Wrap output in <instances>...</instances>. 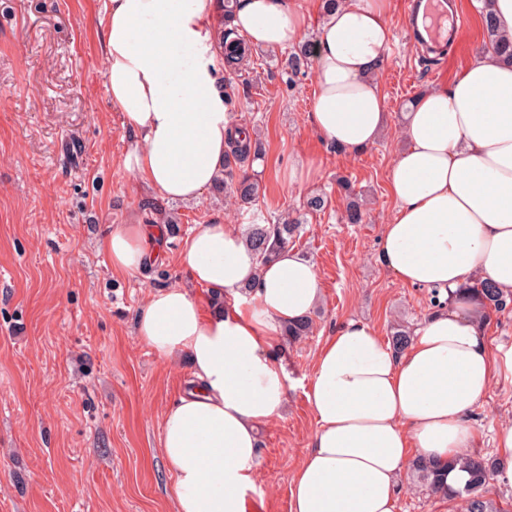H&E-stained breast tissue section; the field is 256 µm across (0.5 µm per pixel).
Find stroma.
<instances>
[{
  "mask_svg": "<svg viewBox=\"0 0 512 512\" xmlns=\"http://www.w3.org/2000/svg\"><path fill=\"white\" fill-rule=\"evenodd\" d=\"M459 47L416 52L404 29V0L390 15L394 38L375 74L387 115L364 154L337 151L308 122L313 71L291 77L284 49L253 48L228 110L254 131L263 157L254 208L209 192L194 203L170 201L125 165L137 144L105 88L103 0H0V512H177L173 477L160 448L161 418L186 388L184 359H160L135 335L149 290L182 285L177 262L196 224L245 228L252 212L276 222L303 216L292 245L317 267L323 284L312 331L282 343L296 386L283 418L261 426L257 490L246 512H289L291 476L307 454L315 418L301 382L328 336L356 318L381 338L392 327L416 331L437 310L436 290L399 283L377 261L382 227L395 210L393 161L404 146V116L424 90L450 85L483 54L486 34L474 0H459ZM318 176L289 185L296 158ZM349 180L366 202L364 223L343 221ZM326 208L303 214L307 196ZM178 222L163 262L119 273L101 247L108 227L143 224L144 203ZM512 424V383L496 381L471 417V453L494 459V436ZM398 512H460L413 475L397 485Z\"/></svg>",
  "mask_w": 512,
  "mask_h": 512,
  "instance_id": "obj_1",
  "label": "stroma"
}]
</instances>
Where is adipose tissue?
Instances as JSON below:
<instances>
[{"mask_svg": "<svg viewBox=\"0 0 512 512\" xmlns=\"http://www.w3.org/2000/svg\"><path fill=\"white\" fill-rule=\"evenodd\" d=\"M220 0H106L102 46L110 107L141 143L126 165L163 197L194 202L222 175L237 126L220 88ZM391 0H338L314 41L312 127L346 154L379 139L385 97L374 74L393 41ZM306 16L288 0H237L232 27L253 45L298 41ZM389 183L396 212L378 261L400 283L440 289L403 353L352 319L323 343L304 393L316 427L290 481V512H396L410 454L442 465L439 490L470 475L447 469L473 440L470 415L493 381L512 383V344L489 348L473 277L512 293V62L475 58L451 87L412 103ZM161 224L111 230L114 269L164 256ZM179 264L189 289L152 290L136 334L161 359L182 355L192 381L162 417L160 446L177 512H246L259 476L261 425L280 419L292 380L277 353L284 326L322 298L316 267L295 248L261 260L237 226L195 225Z\"/></svg>", "mask_w": 512, "mask_h": 512, "instance_id": "adipose-tissue-1", "label": "adipose tissue"}]
</instances>
